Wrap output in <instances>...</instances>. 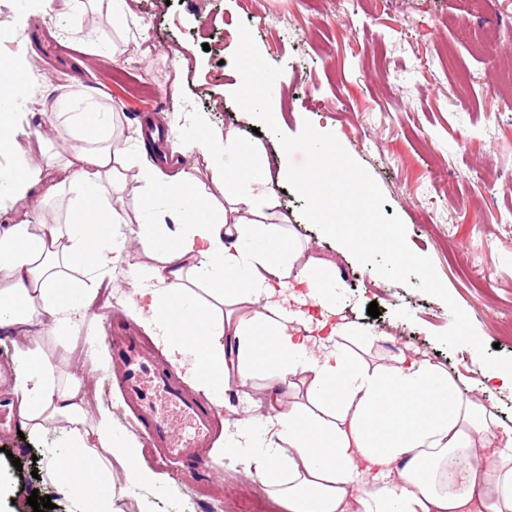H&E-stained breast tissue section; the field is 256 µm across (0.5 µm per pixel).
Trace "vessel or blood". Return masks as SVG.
Returning <instances> with one entry per match:
<instances>
[{
	"mask_svg": "<svg viewBox=\"0 0 512 512\" xmlns=\"http://www.w3.org/2000/svg\"><path fill=\"white\" fill-rule=\"evenodd\" d=\"M123 369V386L135 406L148 445L158 450L165 461L186 462L206 468V460L197 452L199 442L212 433L217 419L213 404L197 399L171 379L169 371L158 361L146 356L139 337H128L125 345L114 354ZM167 398L187 418L194 430V440L183 439L176 424L154 414L153 399Z\"/></svg>",
	"mask_w": 512,
	"mask_h": 512,
	"instance_id": "obj_1",
	"label": "vessel or blood"
}]
</instances>
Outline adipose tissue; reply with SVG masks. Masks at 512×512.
<instances>
[{
    "label": "adipose tissue",
    "mask_w": 512,
    "mask_h": 512,
    "mask_svg": "<svg viewBox=\"0 0 512 512\" xmlns=\"http://www.w3.org/2000/svg\"><path fill=\"white\" fill-rule=\"evenodd\" d=\"M70 121L78 144L68 158L49 155L44 166L19 167L6 187L21 209L14 223L0 227V327L16 338L14 393L27 421L36 429L52 420L72 435L65 456L50 455L48 476L77 512H113V467L136 487L159 480L141 465V442L115 438L107 410L88 417L80 379H56L41 347L43 313L67 322L74 297L85 291L78 272L104 280L126 249L118 237L128 222L114 182L119 171L143 183V206L161 194L179 201L168 223L137 236L156 263L154 283L136 292L139 323L159 336L172 362L215 406L256 371L273 374L266 413L224 425L245 440L262 423L265 450L238 461L263 470L268 494L285 512H512V427L462 394L418 350L404 349L394 364L371 370L338 342L347 333L335 318L339 283L288 235L275 184L294 179L310 200L312 219L345 248L386 250L396 268L413 259L397 246L395 229L377 226L372 192L353 185L340 150L311 138L308 172H275L244 132H215L195 120L191 144L219 193L213 199L178 165L115 151L111 113L77 112ZM74 171L90 193L69 208L65 223L33 221L22 206L30 190L54 197ZM352 187L353 224L339 206ZM247 241L255 251L244 252ZM195 282L208 295L193 309L200 327L174 326L166 313ZM291 378L304 387V402L284 404L276 386Z\"/></svg>",
    "instance_id": "ef3b65f1"
}]
</instances>
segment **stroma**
Segmentation results:
<instances>
[{"label": "stroma", "instance_id": "1", "mask_svg": "<svg viewBox=\"0 0 512 512\" xmlns=\"http://www.w3.org/2000/svg\"><path fill=\"white\" fill-rule=\"evenodd\" d=\"M124 29L88 8L47 16L36 0H0V53L24 46L28 69L15 106L14 134L34 142L54 124L55 152L73 142L64 112L95 108L115 116L129 148L152 156L184 137L178 118L194 112L208 125L259 129L271 164L305 168L308 142L337 144L354 175L373 190L379 225L419 255L395 269L387 252L350 255L311 219L310 203L290 180L276 200L310 257L333 261L343 287L335 302L351 328L339 342L359 363L384 366L405 345L447 370L463 394L492 402L512 426V391L483 385V373L512 365V85L495 59H512V0H361L358 12L336 0H128ZM251 53L281 97L278 120L243 108L242 58ZM82 89V99L67 94ZM141 183L121 196L125 234L158 223L169 206L141 209ZM144 254H122L94 300L73 307L68 327L41 339L59 376L77 374L86 409L109 407L115 436L139 434L123 408L113 353L138 330L130 306L149 282ZM112 304L101 313L100 301ZM377 303L379 317L367 313ZM16 350L0 329V400L11 421L0 427V512H15L13 490L50 496L53 512L73 502L40 478L47 453H64L70 434L49 423L27 431L13 393ZM143 466L161 483L127 489L112 470L117 512H223L266 497L259 468L225 459L209 472L165 465L144 450Z\"/></svg>", "mask_w": 512, "mask_h": 512}]
</instances>
